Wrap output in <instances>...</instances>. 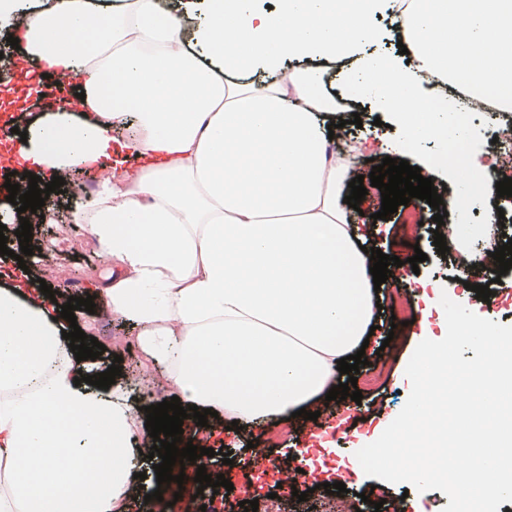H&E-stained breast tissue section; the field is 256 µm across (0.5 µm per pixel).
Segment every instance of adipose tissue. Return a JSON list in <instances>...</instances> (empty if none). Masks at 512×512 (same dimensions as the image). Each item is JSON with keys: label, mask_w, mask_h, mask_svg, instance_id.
<instances>
[{"label": "adipose tissue", "mask_w": 512, "mask_h": 512, "mask_svg": "<svg viewBox=\"0 0 512 512\" xmlns=\"http://www.w3.org/2000/svg\"><path fill=\"white\" fill-rule=\"evenodd\" d=\"M209 2L201 23L158 0H37L14 36L85 98L34 119L15 150L46 183L107 168L71 215L107 269L98 298L136 322L182 406L257 425L325 398L377 310L373 262L341 203L336 102L316 70L277 72L288 57L358 53L380 0H280L267 13ZM402 35L412 63L368 57L347 83L403 129L389 153L441 138L458 109L423 96L422 73L465 77L512 108V0H410ZM258 67L273 79L245 80ZM60 310L25 272L0 288V512H124L138 413L118 385L77 382Z\"/></svg>", "instance_id": "obj_1"}]
</instances>
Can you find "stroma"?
I'll use <instances>...</instances> for the list:
<instances>
[{
	"instance_id": "35a3bbf8",
	"label": "stroma",
	"mask_w": 512,
	"mask_h": 512,
	"mask_svg": "<svg viewBox=\"0 0 512 512\" xmlns=\"http://www.w3.org/2000/svg\"><path fill=\"white\" fill-rule=\"evenodd\" d=\"M28 65L23 62L22 52L12 49L6 33H0V91H8L16 100L18 107L25 113L37 117L51 109L57 103L73 100L77 91L75 82L57 77L44 79V92L41 97H31L26 93ZM359 113L360 125L350 124L352 113ZM336 114L345 119L343 135L355 142L370 141V148L356 153L350 165V176L369 175L374 162L382 161L386 153L381 145L386 140L397 136L396 128L390 127V116L382 112L377 102L366 99L361 104L348 103L337 106ZM74 190L73 185H63L61 193L55 194L52 210L55 221L33 227L31 246L32 255L30 272L35 277L44 279L47 284L57 289H68L73 294H83L91 282L103 278L107 270L98 257L96 244L86 238L78 225L69 221V201ZM362 212L354 216L353 222L357 233L365 247H375L388 255L407 259L415 250H422L427 255L426 261L420 263L419 277L428 281L431 286L449 289L455 282V266L451 259L438 254L430 239L419 237L418 240L405 238L402 226L408 213L407 206H399L397 212L386 219H378L381 208V192L369 189L361 202ZM393 283H383L377 293L382 306L378 318L379 327L369 338L366 357L370 364H377L380 357L390 359V371L384 384L376 390L364 392L361 402L343 400L332 404L330 409L321 410L317 420L303 417L293 418L292 427L287 440L278 444L272 451L273 458L288 461L289 457L301 448L311 447L319 439L320 431L338 430L339 438L333 448L339 464L352 460L364 445L379 438L385 428L393 421L403 408L409 391L410 382L405 375L407 362L420 341L417 325L392 326L391 307ZM79 327L86 335L95 337L106 347L105 352L91 365L92 370H103L112 364L114 356H122L125 369L121 374V382L127 383L138 406L154 404L155 399L149 393L150 384L147 380L154 371L147 358L134 359L125 356L123 343L135 342L138 330L131 321L102 322L99 315L86 311L76 314ZM207 445L213 448L214 465L222 466L226 479L232 482L234 489L229 494L197 492L192 477H185L183 483H170L166 487L167 495L183 492L186 496L196 497L198 502L206 506L221 508L222 512H244L239 503L244 488H254L257 495L263 496L277 492L278 487L274 474L261 478H253L251 464L247 454L248 445L263 447L267 433L266 427L239 428L233 426L228 415L209 419L205 429ZM231 453L234 463L223 466V453ZM385 487L390 498L398 499L408 496L412 500H420L426 512H442L449 503L448 497L438 490L418 492L405 489L401 484H385L381 479L360 476L354 484L357 493L370 492L371 488Z\"/></svg>"
}]
</instances>
